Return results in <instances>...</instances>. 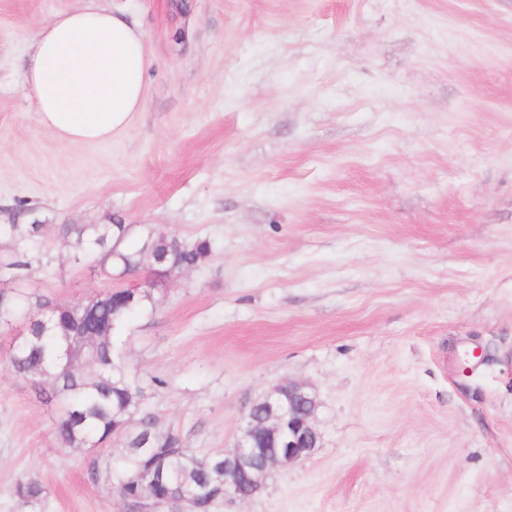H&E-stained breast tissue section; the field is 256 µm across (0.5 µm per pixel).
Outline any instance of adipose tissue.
<instances>
[{
	"label": "adipose tissue",
	"mask_w": 512,
	"mask_h": 512,
	"mask_svg": "<svg viewBox=\"0 0 512 512\" xmlns=\"http://www.w3.org/2000/svg\"><path fill=\"white\" fill-rule=\"evenodd\" d=\"M151 64L144 32L101 0L54 14L30 38L24 83L41 126L69 143H104L140 112Z\"/></svg>",
	"instance_id": "obj_1"
}]
</instances>
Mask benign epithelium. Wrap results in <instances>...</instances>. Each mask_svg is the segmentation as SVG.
<instances>
[{
	"label": "benign epithelium",
	"instance_id": "1",
	"mask_svg": "<svg viewBox=\"0 0 512 512\" xmlns=\"http://www.w3.org/2000/svg\"><path fill=\"white\" fill-rule=\"evenodd\" d=\"M261 411L247 413L234 448L224 453V497L238 494L245 476L250 495L263 487L271 471L308 457L318 447L312 425L316 409L313 393L300 384L274 388L260 399Z\"/></svg>",
	"mask_w": 512,
	"mask_h": 512
}]
</instances>
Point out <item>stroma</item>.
I'll return each mask as SVG.
<instances>
[{"label": "stroma", "instance_id": "obj_1", "mask_svg": "<svg viewBox=\"0 0 512 512\" xmlns=\"http://www.w3.org/2000/svg\"><path fill=\"white\" fill-rule=\"evenodd\" d=\"M78 0H0V225H43L20 288L108 280L64 224H149L211 252L119 333L141 408L203 458L272 387L315 394L314 453L216 512H512V0H105L152 65L106 143L47 133L33 31ZM0 365V512H127L120 442L61 447ZM16 494L22 501L27 512H42L47 490L36 478L22 474L16 482Z\"/></svg>", "mask_w": 512, "mask_h": 512}]
</instances>
